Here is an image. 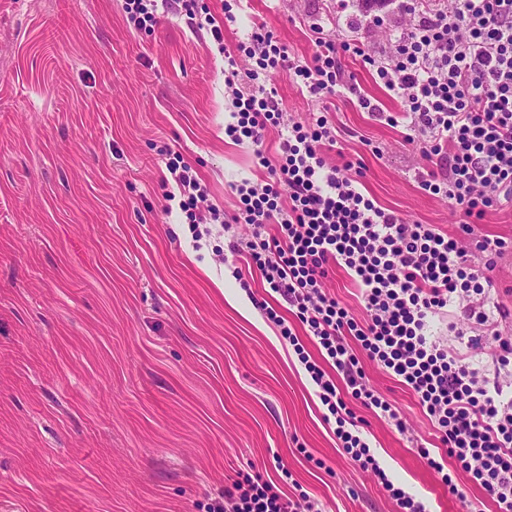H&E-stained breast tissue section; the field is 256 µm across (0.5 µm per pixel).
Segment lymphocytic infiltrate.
I'll return each instance as SVG.
<instances>
[{"label": "lymphocytic infiltrate", "mask_w": 512, "mask_h": 512, "mask_svg": "<svg viewBox=\"0 0 512 512\" xmlns=\"http://www.w3.org/2000/svg\"><path fill=\"white\" fill-rule=\"evenodd\" d=\"M354 0H335L337 20L361 27L387 25L385 37L369 43L323 38L321 21L310 30L316 50L310 61L290 56L263 27H255L235 50L224 44V27L214 16L205 22L224 57V83L232 89L224 134L254 145L267 179L242 180L231 187L238 209L200 210L207 191L181 154L166 151L165 166L175 191L165 192L200 239V225L244 224L247 245L230 241L239 265L233 275L249 288L243 271L258 270L270 290L295 311L290 327L279 310L264 307L317 388L321 404L335 421L336 438L359 469L372 473L394 499L399 512H428L425 503L396 487L362 436L357 407L384 416L399 433L407 424L390 402L370 387L364 361L377 363L416 397L446 458L495 499L500 512H512V391L481 367L491 358L498 369L512 366V343L486 347L481 336L451 347L430 327L450 306L484 333L494 332L488 296L495 259L505 240L477 236L486 214L512 202V0H400L393 21L374 15L355 20ZM353 54L369 65L380 84L400 103L384 111L359 85L342 82V60ZM250 67L240 72V58ZM292 73L300 91L328 99L341 92L377 120L404 128L405 143L424 144V168L415 179L425 193L447 200L460 215L451 235L430 224L408 222L364 191L362 159L329 162L337 145L327 115L301 124L286 120L275 89L274 72ZM248 86H241V79ZM279 137L277 157L262 145L269 131ZM483 263H476V256ZM355 284L363 320L325 289L334 268ZM313 337L321 353L312 360L302 336ZM344 387H337V380ZM257 468L237 472L223 503L212 512H299Z\"/></svg>", "instance_id": "f902f5d3"}]
</instances>
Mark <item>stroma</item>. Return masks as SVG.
Returning a JSON list of instances; mask_svg holds the SVG:
<instances>
[{"label": "stroma", "instance_id": "obj_1", "mask_svg": "<svg viewBox=\"0 0 512 512\" xmlns=\"http://www.w3.org/2000/svg\"><path fill=\"white\" fill-rule=\"evenodd\" d=\"M123 0H0V512H209L237 470L261 464L288 497L322 512H397L339 447L316 387L224 259L246 225L193 242L164 211L160 147L234 212L260 180L249 144L225 137L224 59L174 7L149 32ZM327 0H248L225 22L235 47L263 26L311 59L308 17ZM292 121L329 113L364 185L404 218L454 234L458 216L414 179L422 147L355 101L272 74ZM370 386L408 427L364 412L363 437L392 481L433 512H498L468 474L449 496L415 443L434 432L379 365Z\"/></svg>", "mask_w": 512, "mask_h": 512}]
</instances>
